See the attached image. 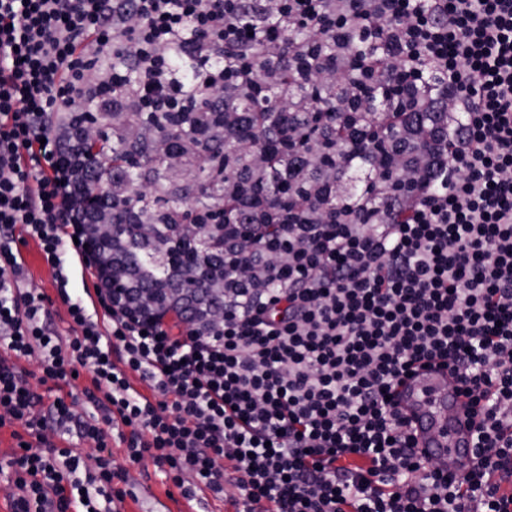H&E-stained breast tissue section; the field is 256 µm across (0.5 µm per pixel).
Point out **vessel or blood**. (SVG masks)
Wrapping results in <instances>:
<instances>
[{
  "instance_id": "b4317fda",
  "label": "vessel or blood",
  "mask_w": 512,
  "mask_h": 512,
  "mask_svg": "<svg viewBox=\"0 0 512 512\" xmlns=\"http://www.w3.org/2000/svg\"><path fill=\"white\" fill-rule=\"evenodd\" d=\"M447 371L422 370L397 386L400 408L418 442L420 456L446 461L450 473L465 475L475 458L476 420L468 400Z\"/></svg>"
}]
</instances>
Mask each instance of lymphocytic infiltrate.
Here are the masks:
<instances>
[{"mask_svg": "<svg viewBox=\"0 0 512 512\" xmlns=\"http://www.w3.org/2000/svg\"><path fill=\"white\" fill-rule=\"evenodd\" d=\"M268 89L274 107L241 108ZM90 112L141 163L223 161L228 218L194 178L108 171ZM165 113L196 132L146 124ZM172 193L185 206L154 212L171 239L222 226L224 295L199 318L140 298L142 220L98 246L102 203ZM31 241L56 298L29 286ZM32 356L38 385L89 374L97 416L45 404ZM433 364L479 418L462 477L418 456L391 399ZM16 426L9 512H121L114 437L186 499L233 484L234 512H512V0H0V429ZM72 433L93 464L59 445Z\"/></svg>", "mask_w": 512, "mask_h": 512, "instance_id": "1", "label": "lymphocytic infiltrate"}]
</instances>
